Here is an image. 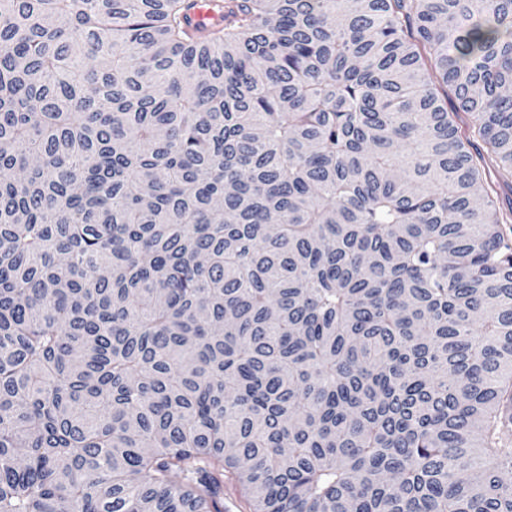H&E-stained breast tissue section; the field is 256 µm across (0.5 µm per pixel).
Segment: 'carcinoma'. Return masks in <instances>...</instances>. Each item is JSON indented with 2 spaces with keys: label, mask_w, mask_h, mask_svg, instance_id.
Masks as SVG:
<instances>
[{
  "label": "carcinoma",
  "mask_w": 512,
  "mask_h": 512,
  "mask_svg": "<svg viewBox=\"0 0 512 512\" xmlns=\"http://www.w3.org/2000/svg\"><path fill=\"white\" fill-rule=\"evenodd\" d=\"M190 7L0 0V512H512V0ZM194 7L189 12V27L195 35H203L224 26L225 2L223 0H191Z\"/></svg>",
  "instance_id": "carcinoma-1"
}]
</instances>
